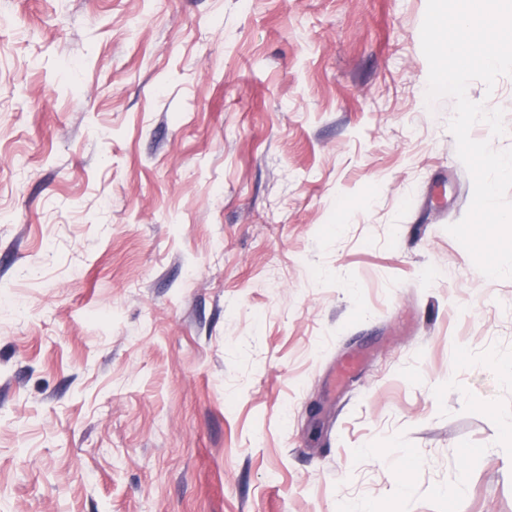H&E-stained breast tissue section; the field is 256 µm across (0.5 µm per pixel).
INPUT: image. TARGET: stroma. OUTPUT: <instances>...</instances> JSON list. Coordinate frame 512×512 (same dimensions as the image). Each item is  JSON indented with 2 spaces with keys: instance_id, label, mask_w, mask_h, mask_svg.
Segmentation results:
<instances>
[{
  "instance_id": "1",
  "label": "stroma",
  "mask_w": 512,
  "mask_h": 512,
  "mask_svg": "<svg viewBox=\"0 0 512 512\" xmlns=\"http://www.w3.org/2000/svg\"><path fill=\"white\" fill-rule=\"evenodd\" d=\"M426 6L0 0V512H512Z\"/></svg>"
}]
</instances>
